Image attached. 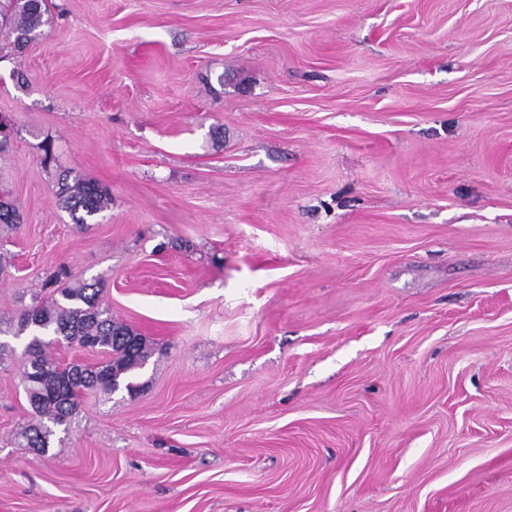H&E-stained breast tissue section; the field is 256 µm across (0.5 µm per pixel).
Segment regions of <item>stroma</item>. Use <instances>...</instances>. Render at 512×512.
I'll list each match as a JSON object with an SVG mask.
<instances>
[{"label": "stroma", "instance_id": "stroma-1", "mask_svg": "<svg viewBox=\"0 0 512 512\" xmlns=\"http://www.w3.org/2000/svg\"><path fill=\"white\" fill-rule=\"evenodd\" d=\"M48 5L0 46V512H512V0ZM62 267L154 353L44 451L7 328ZM60 197L74 224H89L112 201L110 191L93 180L68 182L67 176L59 179Z\"/></svg>", "mask_w": 512, "mask_h": 512}]
</instances>
